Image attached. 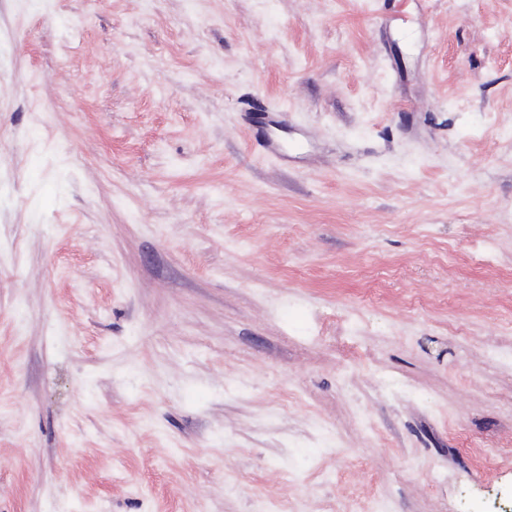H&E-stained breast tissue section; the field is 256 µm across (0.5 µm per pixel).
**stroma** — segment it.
Listing matches in <instances>:
<instances>
[{
    "instance_id": "stroma-1",
    "label": "stroma",
    "mask_w": 512,
    "mask_h": 512,
    "mask_svg": "<svg viewBox=\"0 0 512 512\" xmlns=\"http://www.w3.org/2000/svg\"><path fill=\"white\" fill-rule=\"evenodd\" d=\"M350 500L512 512V0H0V512Z\"/></svg>"
}]
</instances>
